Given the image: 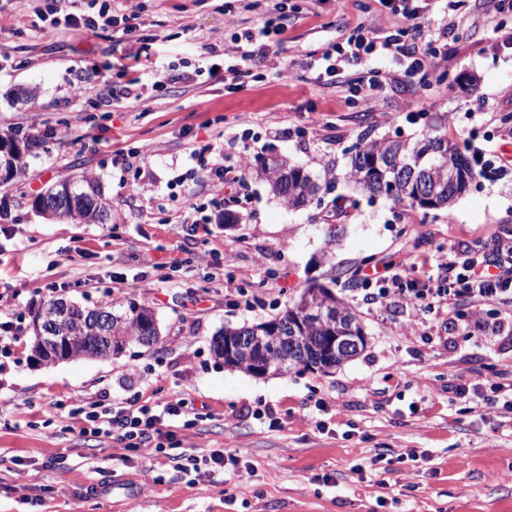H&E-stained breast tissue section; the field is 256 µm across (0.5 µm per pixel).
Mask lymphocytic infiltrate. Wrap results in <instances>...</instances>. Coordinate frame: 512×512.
Returning <instances> with one entry per match:
<instances>
[{"label": "lymphocytic infiltrate", "instance_id": "lymphocytic-infiltrate-1", "mask_svg": "<svg viewBox=\"0 0 512 512\" xmlns=\"http://www.w3.org/2000/svg\"><path fill=\"white\" fill-rule=\"evenodd\" d=\"M285 7L284 0H275L273 17L225 43L228 73L238 74V62L265 56L272 38L285 31ZM381 57L402 59L409 72L429 67L427 53L406 44L401 33H380L375 23L363 34L349 39L346 45L326 49L320 58L314 59L313 65L332 77L338 64L368 63ZM437 267L440 274L436 282H422L411 278L409 262L398 263L393 273L376 278L371 302L382 307L397 302L413 315L447 311L450 325L486 344L512 335V240H498L491 255L479 251L464 259L453 252L441 255ZM489 304L500 306L501 317L485 319L484 308ZM80 416L82 433L114 441L142 458L164 451L171 439L170 432L163 429L165 420L181 421L187 429L195 424L187 403L181 398L165 401L158 412L133 399L105 410H84Z\"/></svg>", "mask_w": 512, "mask_h": 512}]
</instances>
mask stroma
<instances>
[{
  "label": "stroma",
  "instance_id": "obj_1",
  "mask_svg": "<svg viewBox=\"0 0 512 512\" xmlns=\"http://www.w3.org/2000/svg\"><path fill=\"white\" fill-rule=\"evenodd\" d=\"M139 3L121 36L49 25L87 0H36L24 15L0 0V134L38 141L24 176L0 186V284L15 291L0 321L20 326L0 337V512H512V413L449 402L457 385L485 394L512 380V342L478 345L444 313L421 314L412 332L405 309L369 304L360 279L405 256L422 279L439 252L512 238V49L499 45L512 10L432 0V33L453 26L433 78L383 60L323 81L307 56L371 20L393 31L402 19L379 0H288L281 42L235 80L209 48L231 35L224 0ZM172 64L204 74L156 83ZM373 77L368 107L350 87ZM130 84L138 102L124 97ZM438 117L479 172L450 208L413 209L349 181L359 138L414 142ZM245 146L251 159L303 168L321 186L316 199L289 207L251 167L245 191L213 197L201 171L234 164ZM84 174L110 199L105 223L35 211L38 193ZM228 213L240 223L225 226ZM169 256L181 264L163 280L155 264ZM312 284L359 315V355L326 375L261 378L215 360L224 328L266 321ZM53 297L117 313L147 306L160 339L112 358L36 363L32 319ZM129 395L151 406L184 398L200 412L195 428L166 423L183 448L232 452L247 470L234 484L218 470L192 485L164 456L81 435L73 409ZM108 479L114 495L86 496Z\"/></svg>",
  "mask_w": 512,
  "mask_h": 512
}]
</instances>
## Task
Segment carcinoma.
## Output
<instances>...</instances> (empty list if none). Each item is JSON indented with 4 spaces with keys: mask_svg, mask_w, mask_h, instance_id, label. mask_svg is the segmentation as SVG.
<instances>
[{
    "mask_svg": "<svg viewBox=\"0 0 512 512\" xmlns=\"http://www.w3.org/2000/svg\"><path fill=\"white\" fill-rule=\"evenodd\" d=\"M24 151H17L6 162L9 179H15L26 170V155L30 140L23 143ZM453 162L455 177L448 180V162ZM260 170L265 175L272 193L290 207L304 206L314 199L320 186L304 170L288 164L284 159L276 162L264 159ZM427 179L436 188L435 202L426 206L428 210L450 207L472 185L479 173L460 151L456 143L448 139V133L436 127L422 140L411 143L400 141H373L363 138L350 157L349 179L361 191L372 196L385 195L411 208L422 207L407 191L412 174ZM59 185L54 184L40 194L35 208L44 215L73 224H103L109 218L110 204L100 183L89 175L76 180L74 202L59 201ZM46 307L69 308L75 319L69 321L65 331L58 332L59 344L46 340L35 341L33 351L48 362H55L56 350L68 353L72 358H108L121 353L126 346L140 343L146 335L145 324L154 317L151 309L144 305L129 306V310L118 315L110 306L85 308L65 298H51ZM111 313V323L102 328L97 316L100 312ZM273 321L277 323L279 335L297 334L310 340L305 347L308 359H324V350L329 338L338 334V325L352 322L361 327V321L352 308L329 292L326 297H314L305 293L298 301L278 312Z\"/></svg>",
    "mask_w": 512,
    "mask_h": 512,
    "instance_id": "carcinoma-1",
    "label": "carcinoma"
}]
</instances>
